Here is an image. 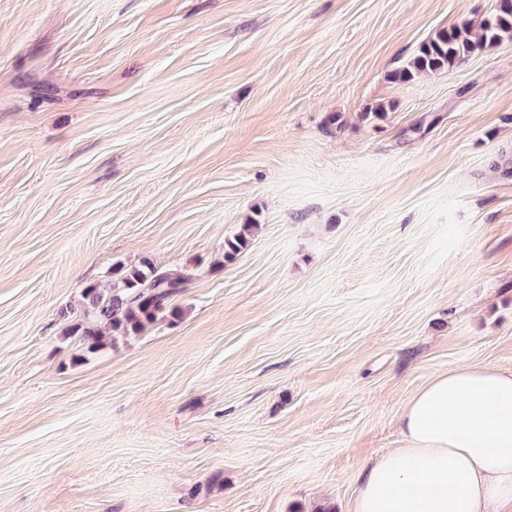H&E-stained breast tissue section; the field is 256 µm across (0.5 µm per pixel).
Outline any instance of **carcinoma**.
I'll use <instances>...</instances> for the list:
<instances>
[{"mask_svg": "<svg viewBox=\"0 0 512 512\" xmlns=\"http://www.w3.org/2000/svg\"><path fill=\"white\" fill-rule=\"evenodd\" d=\"M505 38L512 39V0H496L476 27L465 23L435 31L412 58L391 72L390 79L407 83L421 73L449 72L469 55ZM256 228L255 224H244L235 236L226 239L224 260L231 261L245 250ZM187 283V275L162 271L148 260L135 267L121 266L112 273L108 287L89 284L82 289V314L67 326L65 334L78 337L93 351L106 346L108 330L127 335L142 331L160 318H177L181 311L172 302Z\"/></svg>", "mask_w": 512, "mask_h": 512, "instance_id": "obj_1", "label": "carcinoma"}]
</instances>
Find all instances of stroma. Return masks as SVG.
<instances>
[{"label":"stroma","instance_id":"1","mask_svg":"<svg viewBox=\"0 0 512 512\" xmlns=\"http://www.w3.org/2000/svg\"><path fill=\"white\" fill-rule=\"evenodd\" d=\"M493 5L0 0V512H351L432 374L512 370V40L390 79ZM145 259L180 317L65 336ZM255 229V225L252 224L242 225L241 230L235 236L224 241L225 261L233 260L248 247Z\"/></svg>","mask_w":512,"mask_h":512}]
</instances>
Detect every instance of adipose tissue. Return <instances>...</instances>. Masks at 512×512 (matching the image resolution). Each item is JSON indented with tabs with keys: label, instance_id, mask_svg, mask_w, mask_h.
<instances>
[{
	"label": "adipose tissue",
	"instance_id": "adipose-tissue-1",
	"mask_svg": "<svg viewBox=\"0 0 512 512\" xmlns=\"http://www.w3.org/2000/svg\"><path fill=\"white\" fill-rule=\"evenodd\" d=\"M399 424L403 447L362 473L352 512H512V372L435 373Z\"/></svg>",
	"mask_w": 512,
	"mask_h": 512
}]
</instances>
